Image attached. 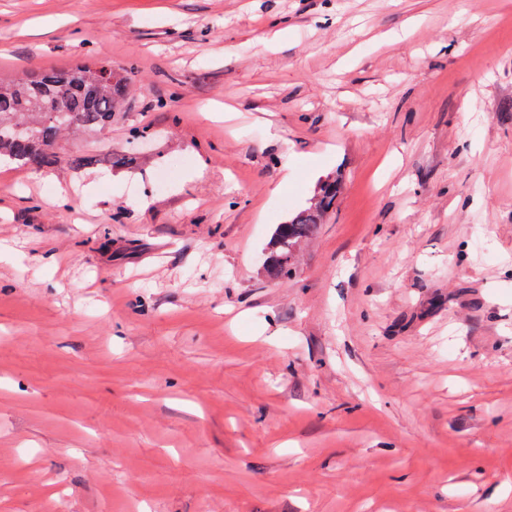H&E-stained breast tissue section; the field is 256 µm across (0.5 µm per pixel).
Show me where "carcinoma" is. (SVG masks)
<instances>
[{"label":"carcinoma","mask_w":512,"mask_h":512,"mask_svg":"<svg viewBox=\"0 0 512 512\" xmlns=\"http://www.w3.org/2000/svg\"><path fill=\"white\" fill-rule=\"evenodd\" d=\"M127 89L125 70L110 63L44 70L14 80L0 77V161L36 169L56 165L58 137L110 125ZM338 193L337 181L323 184L314 206L278 225L264 262L269 276L288 274L301 244L316 233Z\"/></svg>","instance_id":"carcinoma-1"}]
</instances>
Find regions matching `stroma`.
Segmentation results:
<instances>
[{
  "label": "stroma",
  "mask_w": 512,
  "mask_h": 512,
  "mask_svg": "<svg viewBox=\"0 0 512 512\" xmlns=\"http://www.w3.org/2000/svg\"><path fill=\"white\" fill-rule=\"evenodd\" d=\"M102 61L0 165V512H512V0H0V75ZM126 70L76 65L65 70H44L26 77H0V161L17 167L44 168L56 165L58 137L66 131L96 130L112 123L127 95ZM100 83L98 90H93ZM37 120L32 138L8 136L3 122ZM46 121L48 123H46ZM338 193L339 184L336 180L324 183L314 207L301 210L286 224L278 225L264 262L265 272L270 277L288 275V269L294 264L301 244L316 233L323 215L335 206Z\"/></svg>",
  "instance_id": "obj_1"
}]
</instances>
